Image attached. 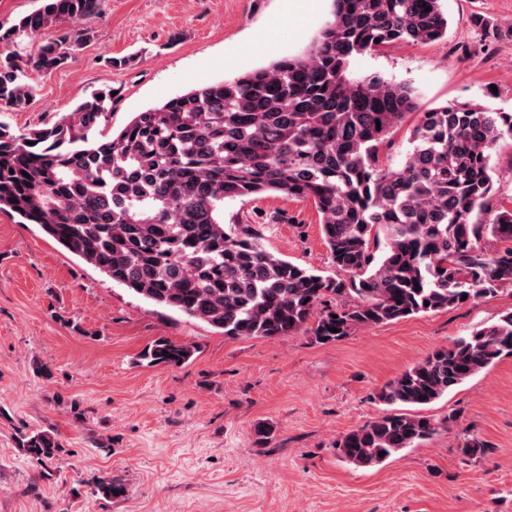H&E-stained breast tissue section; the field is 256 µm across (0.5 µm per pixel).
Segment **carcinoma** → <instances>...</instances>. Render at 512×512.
<instances>
[{"instance_id":"cac0c4a2","label":"carcinoma","mask_w":512,"mask_h":512,"mask_svg":"<svg viewBox=\"0 0 512 512\" xmlns=\"http://www.w3.org/2000/svg\"><path fill=\"white\" fill-rule=\"evenodd\" d=\"M331 19L306 53L177 95L105 130L112 90L50 125L0 123V211L37 224L60 246L134 294L230 338H277L306 328L330 344L372 326L469 304L512 286V208L480 219L495 196L492 156L512 138V113L473 102L420 107L414 91L379 77L347 78L351 59L385 45L442 38L441 0H330ZM101 0H43L0 33V100L24 110L28 71L64 65L90 32L64 26ZM27 60L12 39L40 37ZM409 125L404 163L381 159ZM281 194L312 202L332 264L320 275L263 249L248 224L224 223V201ZM491 237L506 247L489 252ZM338 332L333 333L331 329ZM195 350L161 336L139 356L180 367ZM512 357V312L410 365L377 393L393 410L336 441L356 467H374L436 433L422 408ZM20 447L44 464L62 452L45 431ZM486 444L464 439L474 459ZM384 456H379V453ZM96 490L127 494L109 477Z\"/></svg>"}]
</instances>
